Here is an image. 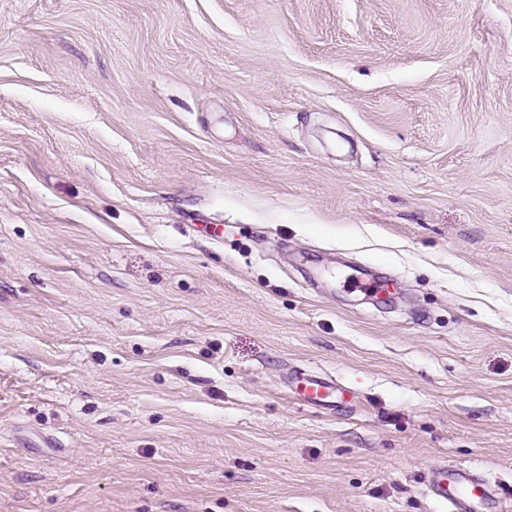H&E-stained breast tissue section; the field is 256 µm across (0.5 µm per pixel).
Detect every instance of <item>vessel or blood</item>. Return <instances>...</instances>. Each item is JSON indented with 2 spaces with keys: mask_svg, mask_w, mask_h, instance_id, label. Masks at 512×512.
Listing matches in <instances>:
<instances>
[{
  "mask_svg": "<svg viewBox=\"0 0 512 512\" xmlns=\"http://www.w3.org/2000/svg\"><path fill=\"white\" fill-rule=\"evenodd\" d=\"M287 387L294 398L312 407H331L352 398L348 387L323 374L294 372ZM426 488L433 499L447 505L448 512H512V491L466 466L437 465Z\"/></svg>",
  "mask_w": 512,
  "mask_h": 512,
  "instance_id": "vessel-or-blood-1",
  "label": "vessel or blood"
}]
</instances>
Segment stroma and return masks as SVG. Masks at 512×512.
<instances>
[{
  "label": "stroma",
  "mask_w": 512,
  "mask_h": 512,
  "mask_svg": "<svg viewBox=\"0 0 512 512\" xmlns=\"http://www.w3.org/2000/svg\"><path fill=\"white\" fill-rule=\"evenodd\" d=\"M444 461L512 486V0H0V512H446ZM286 385L291 395L307 406L331 407L339 401L352 399L351 390L329 375L295 371L288 377Z\"/></svg>",
  "instance_id": "1"
}]
</instances>
